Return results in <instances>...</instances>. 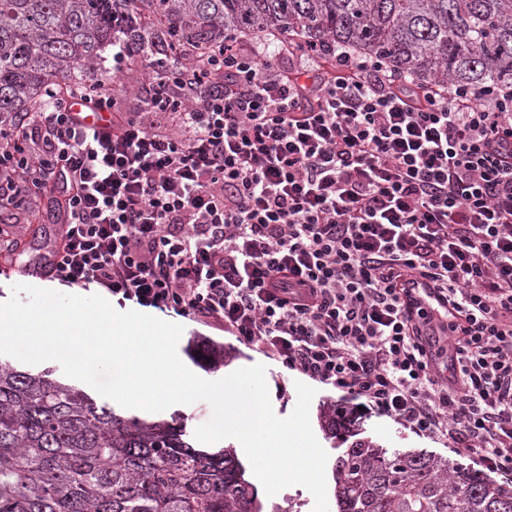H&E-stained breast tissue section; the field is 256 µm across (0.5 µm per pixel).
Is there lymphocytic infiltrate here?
Listing matches in <instances>:
<instances>
[{
    "mask_svg": "<svg viewBox=\"0 0 512 512\" xmlns=\"http://www.w3.org/2000/svg\"><path fill=\"white\" fill-rule=\"evenodd\" d=\"M318 57L235 43L150 68L131 106L51 98L0 133V197L54 203L49 280L217 327L511 487L512 88Z\"/></svg>",
    "mask_w": 512,
    "mask_h": 512,
    "instance_id": "1",
    "label": "lymphocytic infiltrate"
}]
</instances>
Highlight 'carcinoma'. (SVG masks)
<instances>
[{
	"label": "carcinoma",
	"instance_id": "cac0c4a2",
	"mask_svg": "<svg viewBox=\"0 0 512 512\" xmlns=\"http://www.w3.org/2000/svg\"><path fill=\"white\" fill-rule=\"evenodd\" d=\"M249 34L344 46L407 78L474 91L512 85V0H0V127L46 93L107 80V49L169 70ZM217 368L224 348L200 341ZM341 407L321 417L345 434ZM336 512H512V490L483 472L371 440L333 468ZM232 446L209 452L182 420L126 416L76 385L0 360V512H262Z\"/></svg>",
	"mask_w": 512,
	"mask_h": 512
}]
</instances>
